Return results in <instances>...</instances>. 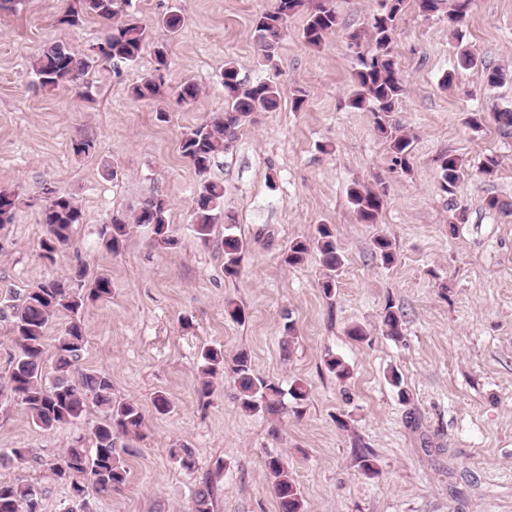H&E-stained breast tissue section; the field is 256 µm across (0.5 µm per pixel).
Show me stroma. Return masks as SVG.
<instances>
[{
  "label": "stroma",
  "mask_w": 512,
  "mask_h": 512,
  "mask_svg": "<svg viewBox=\"0 0 512 512\" xmlns=\"http://www.w3.org/2000/svg\"><path fill=\"white\" fill-rule=\"evenodd\" d=\"M182 17L178 35L158 20L171 5ZM272 0H132L149 26L137 63L93 75L90 100L63 87L42 91L30 61L53 42L86 47L100 41L103 23L58 24L66 0H13L0 10V189L23 204L0 230V299L80 265L89 277L112 281L109 301L81 314L88 336L84 363L112 379L115 400L138 402L144 436L128 441L129 477L118 493L92 499V512H191L195 491L210 482L214 512H279L265 470L280 455L292 471L306 512H512V213L490 211L485 200L512 202V137L492 113L512 109V82L489 88L485 66L512 71V0H474L461 35L445 13L425 15L406 0L394 35L405 80L400 118L414 139L413 171L391 170L388 147L371 113L351 109L355 65L349 36L366 30L379 0H333L342 26L320 47L302 37L303 16L288 24L278 57L261 64L253 22ZM167 48L168 121L151 101L130 97L131 84L153 67V49ZM477 59L457 65L460 49ZM233 59L248 84L277 82L279 106L259 112L209 171L224 185L222 223L208 242L191 224L199 175L179 152L184 133L223 112L220 74ZM451 86H443L446 74ZM201 93L189 105L174 91L183 82ZM305 92L294 108L292 89ZM483 113L481 131L469 113ZM95 142L77 158L74 140ZM455 154L477 168L500 162L494 178H471L454 193L441 188L440 159ZM117 163V177L104 167ZM362 184L384 192L377 223H359L347 191ZM73 195L84 221L54 261L41 258L44 187ZM169 202L176 248L151 244L148 227H134L120 253L100 245L114 212L133 213L148 198ZM464 220L449 226L452 214ZM247 243L237 276L224 274V225ZM327 224L344 264L336 291L318 286L316 255L291 267L283 256L292 240ZM387 233L397 252L387 266L372 240ZM234 300L244 322L224 313ZM403 316V334L382 335L385 304ZM298 336L282 347L283 326ZM367 336H348L351 326ZM247 350L255 373L286 394L276 415H248L234 398L231 378L213 395L197 391L200 352ZM341 359L337 379L326 359ZM397 369L407 398L387 375ZM302 380L308 398L287 391ZM169 394L172 413H155V392ZM88 407L73 423L51 431L34 426L20 403L0 407V450L31 448L43 457L88 436L101 419ZM185 444L196 469L169 455ZM371 453L374 473L362 469Z\"/></svg>",
  "instance_id": "stroma-1"
}]
</instances>
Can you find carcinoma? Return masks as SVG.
Here are the masks:
<instances>
[{
    "mask_svg": "<svg viewBox=\"0 0 512 512\" xmlns=\"http://www.w3.org/2000/svg\"><path fill=\"white\" fill-rule=\"evenodd\" d=\"M472 0H456L448 13V26L462 25L469 15ZM405 0H380L381 9L373 14L369 28L350 35L356 65L351 73L352 93L349 106L373 115L377 131L388 142L391 169L403 174L412 171L413 139L399 117L404 94V79L393 52V33L396 21L404 9ZM130 6V0H73L58 18V23L79 27L87 17H97L106 26L104 37L97 42L99 52L87 48L77 50L67 44L54 42L46 45L31 63L37 85L52 92L70 86L82 96L85 77L95 68L112 67L118 63L133 64L141 56L146 38V27L134 17L116 20ZM304 14L302 39L312 47L323 41L339 27V17L332 0H273L270 9L255 21L256 41L260 59L270 64L278 55L280 42L288 21ZM167 69L164 48L154 51V74H150L129 88L137 100H158L164 97L165 81L162 71ZM228 109L206 120L180 141V153L194 167L198 175L209 172L215 158L224 153L236 138L239 128L251 122L255 112L277 107L282 88L273 83L258 81L247 84L239 78L236 62L224 63L221 73ZM441 187L452 194L472 173L462 158L448 154L440 160ZM224 186L208 179L197 190L192 209V227L202 242L209 240L214 225L220 218ZM348 200L357 220L374 224L383 206L380 193L356 185L348 191ZM18 197L0 190V228L13 222L19 208ZM169 203L157 195L145 200L131 217L116 213L105 225L102 241L107 251L116 253L126 243L131 228L146 225L152 232L153 245L169 249L176 244L170 235ZM83 222L81 206L75 198L58 192L46 201L41 211L44 236L40 240L42 253L54 257L68 245L74 226ZM224 234V273H239L244 241L230 231ZM373 247L382 262L392 265L396 252L385 234L374 237ZM320 255L325 269L321 281L324 294L336 287V272L343 260L332 229L326 224L316 228L310 238L291 243L284 261L300 264L310 252ZM112 296V280L99 276L88 283L84 270L79 268L66 279H48L26 290L21 295L0 300V320L12 326L17 354L10 358L4 381L0 383V404L17 401L27 410L32 423L49 431L79 419L88 402L101 409L103 419L92 429V446L82 439L45 459L30 448H11L0 452V467L18 471L12 480H0V512H43L42 501L46 488L28 479L25 472L34 466H43L52 480L67 486L68 492L85 494L86 498L108 496L120 490L127 482L125 455L130 449L117 447L121 437H138L144 425V414L134 401L117 402L112 399V380L98 370L82 366L87 337L79 313L88 304L106 301ZM66 323L52 344L54 376L45 374L47 331L56 320ZM402 315L388 304L381 316L382 331L398 337L402 331ZM199 391L213 392L214 379L224 374V351L208 348L201 353ZM231 372L239 408L246 414H276L282 407L283 392L279 383L259 377L254 372L251 358L245 351L232 359ZM171 457L191 471L195 467L193 449L184 445L171 449ZM265 468L278 502L279 512H305L300 489L279 456L266 459ZM212 488L197 489L192 512H212Z\"/></svg>",
    "mask_w": 512,
    "mask_h": 512,
    "instance_id": "carcinoma-1",
    "label": "carcinoma"
}]
</instances>
